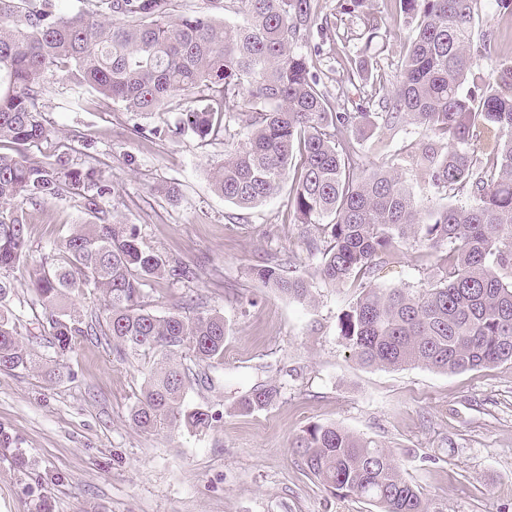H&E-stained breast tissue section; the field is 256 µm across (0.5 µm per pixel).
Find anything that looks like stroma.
<instances>
[{
  "instance_id": "stroma-1",
  "label": "stroma",
  "mask_w": 512,
  "mask_h": 512,
  "mask_svg": "<svg viewBox=\"0 0 512 512\" xmlns=\"http://www.w3.org/2000/svg\"><path fill=\"white\" fill-rule=\"evenodd\" d=\"M325 28L319 46L331 97L343 34L360 46L359 26L336 0H317ZM188 96L139 116L94 93L76 103L64 80L46 83L41 117L50 136L26 146L35 162L59 160L101 171L112 191L111 220L136 225L142 246L196 276L150 279L142 308L223 315L222 365L179 354L187 399L208 408L210 428L170 434L140 431L130 409L155 365L153 353L120 357L104 336L79 337L57 360L31 288L41 260L88 216L71 194L26 205L28 250L10 273L9 305L20 339L42 354L39 370L0 371V512H376L374 505L327 490L291 450L307 427L336 424L392 451L405 477L434 512H512V362L462 373L423 366L365 367L338 335V318L361 293L316 277L311 238L294 223L288 190L243 211L214 191L212 173L239 143L248 118L232 106L231 139L173 134ZM177 190L176 198L164 194ZM441 254L410 240L381 266L379 288H428L441 277ZM280 263L311 279L313 298L290 299L254 270ZM282 388L268 408L239 411L253 386Z\"/></svg>"
}]
</instances>
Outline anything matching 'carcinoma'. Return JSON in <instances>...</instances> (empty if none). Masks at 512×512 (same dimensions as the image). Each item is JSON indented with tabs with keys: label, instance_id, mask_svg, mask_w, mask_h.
<instances>
[{
	"label": "carcinoma",
	"instance_id": "cac0c4a2",
	"mask_svg": "<svg viewBox=\"0 0 512 512\" xmlns=\"http://www.w3.org/2000/svg\"><path fill=\"white\" fill-rule=\"evenodd\" d=\"M62 14L55 0H0V275L26 253V214L16 201L70 193L92 220L75 226L43 257L33 288L55 352L65 355L87 330L69 307L71 295L104 291L108 314L100 335L119 355L153 351L158 363L131 409L141 431L203 429L213 415L186 401L187 376L174 357L186 348L204 363L224 358V317L157 316L139 305L142 288L165 274L189 281L187 265L169 266L142 248L136 227L109 220L98 198L111 192L96 171L27 161L21 148L50 135L41 120L44 82L59 76L90 88L126 112L151 115L173 93L191 96L175 130L201 140L223 132L214 105L249 108L242 146L225 153L212 175L224 200L249 210L292 181L290 210L327 236L317 269L341 288L370 279L410 239L447 250L431 288L365 287L338 321V336L369 367L422 365L461 373L512 361V61L493 54L494 31L475 35L480 0H397L406 51L392 87L365 91L372 63L362 54L336 71V83L358 100L331 107L317 66L320 48L298 42L317 21L315 0H229L241 23L212 13L172 16V0H85ZM358 19L367 43L385 20L367 0H337ZM490 62L471 68L472 56ZM415 125L419 147L379 149L390 166L365 168L364 134ZM408 162L428 185L464 196L423 222L399 173ZM330 222H324L325 218ZM268 287L294 300L312 299L310 282L279 263L256 269ZM11 282L0 278V370L35 369L38 355L21 345L7 306ZM281 387L263 385L238 402L244 412L271 406ZM296 453L321 483L371 502L378 512H432L385 448L334 425H313Z\"/></svg>",
	"mask_w": 512,
	"mask_h": 512
}]
</instances>
